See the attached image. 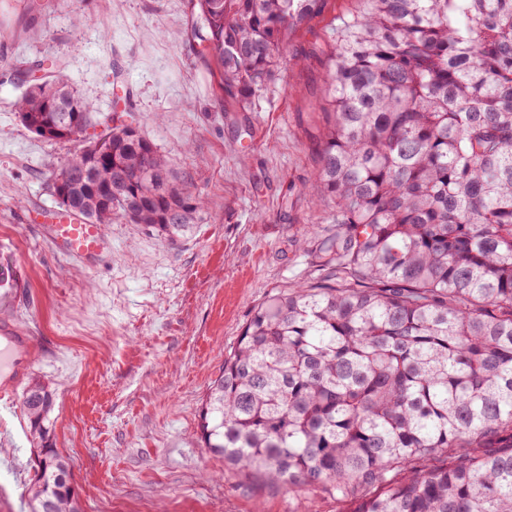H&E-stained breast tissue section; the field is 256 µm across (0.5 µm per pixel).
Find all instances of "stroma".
I'll use <instances>...</instances> for the list:
<instances>
[{"label": "stroma", "instance_id": "1", "mask_svg": "<svg viewBox=\"0 0 512 512\" xmlns=\"http://www.w3.org/2000/svg\"><path fill=\"white\" fill-rule=\"evenodd\" d=\"M355 0H325L289 34L279 68L249 102L228 97L188 40V0H0V66L64 65L97 113L137 127L206 206L167 239L142 224L104 231L110 255L60 254L45 231L48 185L76 150L20 122L0 84V318L36 336L33 375L53 381V443L84 512H307L280 485L246 484L203 447L198 411L252 310L319 280L333 234L309 191L319 168L327 53ZM33 444L22 409L0 428V512H29Z\"/></svg>", "mask_w": 512, "mask_h": 512}]
</instances>
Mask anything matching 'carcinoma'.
<instances>
[{"label": "carcinoma", "mask_w": 512, "mask_h": 512, "mask_svg": "<svg viewBox=\"0 0 512 512\" xmlns=\"http://www.w3.org/2000/svg\"><path fill=\"white\" fill-rule=\"evenodd\" d=\"M328 52L311 192L333 278L258 305L198 414L250 482L337 512H512V0H357ZM223 92L248 100L323 0H190ZM21 123L57 141L105 120L27 72ZM60 216L166 238L204 200L133 126L105 125L54 173ZM23 404L30 512H81L50 441L54 394Z\"/></svg>", "instance_id": "obj_1"}]
</instances>
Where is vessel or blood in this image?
I'll return each mask as SVG.
<instances>
[{"label":"vessel or blood","instance_id":"1","mask_svg":"<svg viewBox=\"0 0 512 512\" xmlns=\"http://www.w3.org/2000/svg\"><path fill=\"white\" fill-rule=\"evenodd\" d=\"M52 242L59 252L89 260L111 248L101 225L69 217L51 225ZM37 352V341L25 335L9 320L0 321V402L12 397L29 375Z\"/></svg>","mask_w":512,"mask_h":512}]
</instances>
